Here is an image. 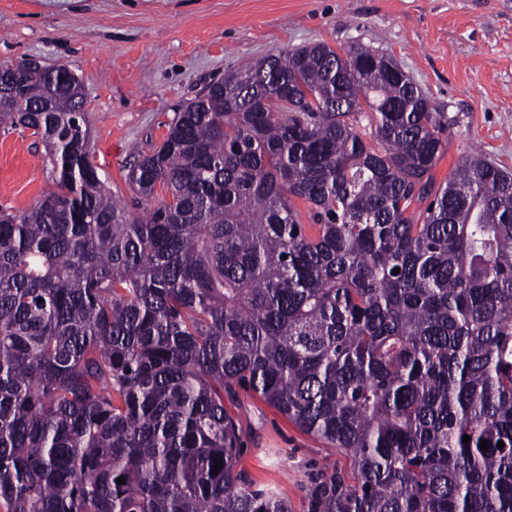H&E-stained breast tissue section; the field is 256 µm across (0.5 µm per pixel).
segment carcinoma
I'll use <instances>...</instances> for the list:
<instances>
[{"label":"carcinoma","instance_id":"obj_1","mask_svg":"<svg viewBox=\"0 0 512 512\" xmlns=\"http://www.w3.org/2000/svg\"><path fill=\"white\" fill-rule=\"evenodd\" d=\"M374 53L211 83L131 166L141 217L60 66L0 67L54 184L0 211V512H290L240 466L242 392L351 460L308 512H512V173L436 183L448 118Z\"/></svg>","mask_w":512,"mask_h":512}]
</instances>
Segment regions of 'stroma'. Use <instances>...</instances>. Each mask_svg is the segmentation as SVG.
I'll return each mask as SVG.
<instances>
[{"label":"stroma","mask_w":512,"mask_h":512,"mask_svg":"<svg viewBox=\"0 0 512 512\" xmlns=\"http://www.w3.org/2000/svg\"><path fill=\"white\" fill-rule=\"evenodd\" d=\"M318 41L393 56L446 112L436 182L474 153L512 172V0H0V64H63L81 79L92 161L137 213L134 150L160 144L225 74ZM51 186L41 137L0 126V209H30ZM227 410L240 419L248 480L275 487L291 512H307L310 473L349 466L257 396Z\"/></svg>","instance_id":"obj_1"}]
</instances>
